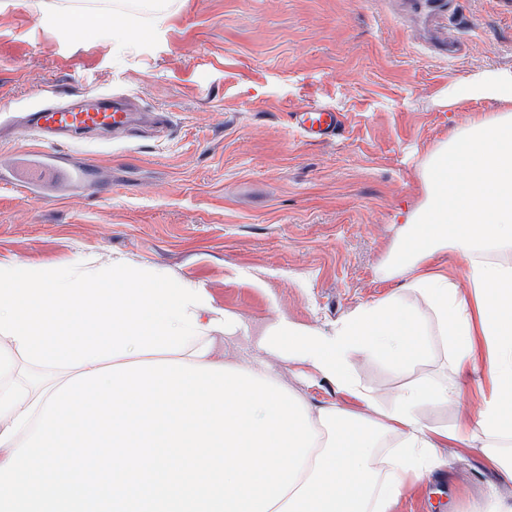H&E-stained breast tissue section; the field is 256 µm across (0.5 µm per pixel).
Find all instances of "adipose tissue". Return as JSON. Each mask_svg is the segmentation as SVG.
<instances>
[{
	"instance_id": "ef3b65f1",
	"label": "adipose tissue",
	"mask_w": 512,
	"mask_h": 512,
	"mask_svg": "<svg viewBox=\"0 0 512 512\" xmlns=\"http://www.w3.org/2000/svg\"><path fill=\"white\" fill-rule=\"evenodd\" d=\"M502 109L473 118L434 152L426 195L400 229L386 298L357 308L331 334L279 318L266 330L251 372L268 359L335 383L347 404L309 407L318 437L291 491L269 512H395L401 499L461 447L482 449L512 484V72L450 88ZM453 253L460 268L442 264ZM238 316L215 308L198 285L157 269L116 262L91 280L69 266L0 261V466L27 439L47 397L75 375L120 363L179 359L228 364L216 336ZM438 337L449 369L483 372L476 405L432 373L384 406L359 371L383 359L411 369ZM453 422L423 420L432 403Z\"/></svg>"
}]
</instances>
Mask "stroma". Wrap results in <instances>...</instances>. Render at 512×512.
I'll return each instance as SVG.
<instances>
[{"mask_svg":"<svg viewBox=\"0 0 512 512\" xmlns=\"http://www.w3.org/2000/svg\"><path fill=\"white\" fill-rule=\"evenodd\" d=\"M0 0V114L62 93L124 89L171 112L163 132L114 145L48 148L0 129V261L112 262L159 269L206 291L243 325L218 347L241 362L276 318L333 332L399 287L386 278L398 214L425 197L430 156L490 99L448 89L512 72V0H457L449 21L404 0H169L163 21L124 6L120 32L70 30L69 11L114 0ZM461 44L439 54L441 37ZM343 113L335 140L308 143L290 114ZM310 405L334 384L273 362ZM378 360L359 378L391 404L413 379ZM512 503L481 449L446 457L398 512H480Z\"/></svg>","mask_w":512,"mask_h":512,"instance_id":"35a3bbf8","label":"stroma"}]
</instances>
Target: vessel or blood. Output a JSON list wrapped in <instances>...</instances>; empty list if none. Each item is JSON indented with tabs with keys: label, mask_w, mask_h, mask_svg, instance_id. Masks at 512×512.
I'll return each instance as SVG.
<instances>
[{
	"label": "vessel or blood",
	"mask_w": 512,
	"mask_h": 512,
	"mask_svg": "<svg viewBox=\"0 0 512 512\" xmlns=\"http://www.w3.org/2000/svg\"><path fill=\"white\" fill-rule=\"evenodd\" d=\"M132 99V94L123 90H91L74 101L48 102L35 107L22 117L21 129L29 135L124 134L142 120L133 108ZM295 120L311 143L332 140L344 127L342 113L327 107L302 109L296 112Z\"/></svg>",
	"instance_id": "vessel-or-blood-1"
}]
</instances>
